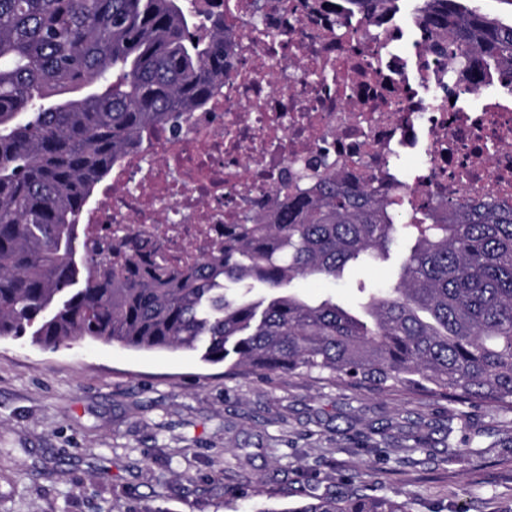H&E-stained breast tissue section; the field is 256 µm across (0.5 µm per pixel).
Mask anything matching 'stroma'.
Masks as SVG:
<instances>
[{"mask_svg": "<svg viewBox=\"0 0 512 512\" xmlns=\"http://www.w3.org/2000/svg\"><path fill=\"white\" fill-rule=\"evenodd\" d=\"M405 251L296 286L353 305L358 285L395 282ZM450 424L452 442L468 441L459 461L441 444ZM377 428L379 446L363 447ZM369 479L412 512H512V413L230 374L187 351L0 339V512H287ZM233 486L243 498L225 496Z\"/></svg>", "mask_w": 512, "mask_h": 512, "instance_id": "1", "label": "stroma"}]
</instances>
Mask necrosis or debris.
<instances>
[{"instance_id": "necrosis-or-debris-1", "label": "necrosis or debris", "mask_w": 512, "mask_h": 512, "mask_svg": "<svg viewBox=\"0 0 512 512\" xmlns=\"http://www.w3.org/2000/svg\"><path fill=\"white\" fill-rule=\"evenodd\" d=\"M233 52L220 95L186 112L112 175L80 221L192 261L239 213L308 189L327 155L337 179L408 212L487 197L512 208V83L455 70L416 15L349 0H225ZM412 159L409 170L401 162Z\"/></svg>"}]
</instances>
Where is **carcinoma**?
<instances>
[{"instance_id":"cac0c4a2","label":"carcinoma","mask_w":512,"mask_h":512,"mask_svg":"<svg viewBox=\"0 0 512 512\" xmlns=\"http://www.w3.org/2000/svg\"><path fill=\"white\" fill-rule=\"evenodd\" d=\"M383 12L395 0H350ZM433 48L467 70L512 80V23L467 0H418ZM224 13L200 0H0V338L55 350L80 338L139 351L184 350L207 364L317 375L339 388L400 389L512 412V209L490 200L395 206L336 181L279 190L278 218L224 225V245L140 269L139 246L88 241L79 218L95 187L144 136L176 133L224 83ZM413 243L390 288L355 308L310 302L298 278ZM82 251L93 255L77 262ZM258 512H410L408 501L325 494Z\"/></svg>"}]
</instances>
